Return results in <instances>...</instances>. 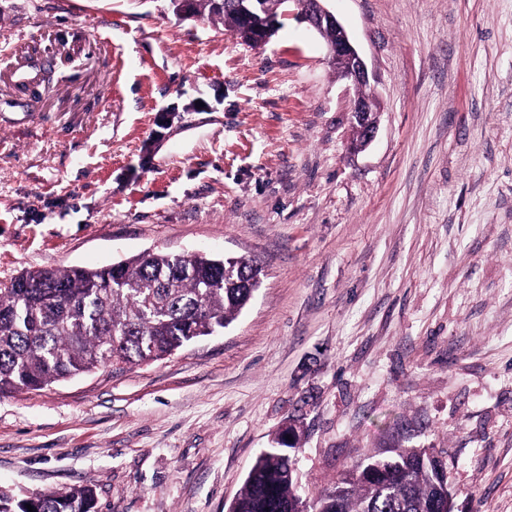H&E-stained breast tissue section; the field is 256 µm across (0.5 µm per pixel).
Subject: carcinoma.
Returning <instances> with one entry per match:
<instances>
[{"label": "carcinoma", "instance_id": "1", "mask_svg": "<svg viewBox=\"0 0 512 512\" xmlns=\"http://www.w3.org/2000/svg\"><path fill=\"white\" fill-rule=\"evenodd\" d=\"M241 38L288 11L287 0H257L245 17L237 0H194ZM251 259L145 250L99 268L28 270L0 288V396L36 390L106 364L142 365L226 328L260 285ZM291 445L260 453L228 512H436L448 497L442 459L427 448L354 461L309 503L297 493ZM96 512L87 487L35 498L0 493V512Z\"/></svg>", "mask_w": 512, "mask_h": 512}]
</instances>
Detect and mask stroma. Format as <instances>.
Segmentation results:
<instances>
[{"label":"stroma","mask_w":512,"mask_h":512,"mask_svg":"<svg viewBox=\"0 0 512 512\" xmlns=\"http://www.w3.org/2000/svg\"><path fill=\"white\" fill-rule=\"evenodd\" d=\"M381 112L353 154L326 44L170 0H0V283L146 249L245 257L223 332L0 397V493L227 512L293 425L299 492L391 448L512 512V0H330Z\"/></svg>","instance_id":"stroma-1"}]
</instances>
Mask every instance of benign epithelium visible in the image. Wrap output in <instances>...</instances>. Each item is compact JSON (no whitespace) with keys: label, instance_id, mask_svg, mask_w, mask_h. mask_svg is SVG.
I'll use <instances>...</instances> for the list:
<instances>
[{"label":"benign epithelium","instance_id":"benign-epithelium-1","mask_svg":"<svg viewBox=\"0 0 512 512\" xmlns=\"http://www.w3.org/2000/svg\"><path fill=\"white\" fill-rule=\"evenodd\" d=\"M295 6L296 16L318 33L327 27L336 29V44L329 54L340 79L355 90L351 104L352 125L360 133L357 149L365 148L377 131V108L372 94H363L361 89L370 85L367 64L350 39L345 27L326 6L328 0H290Z\"/></svg>","mask_w":512,"mask_h":512}]
</instances>
